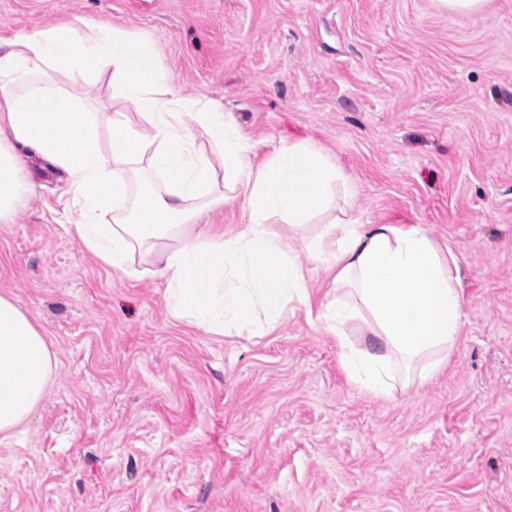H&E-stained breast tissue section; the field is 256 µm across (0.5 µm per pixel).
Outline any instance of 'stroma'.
<instances>
[{
  "label": "stroma",
  "mask_w": 512,
  "mask_h": 512,
  "mask_svg": "<svg viewBox=\"0 0 512 512\" xmlns=\"http://www.w3.org/2000/svg\"><path fill=\"white\" fill-rule=\"evenodd\" d=\"M152 40L178 95L257 157L320 142L364 224H419L464 316L448 363L377 398L305 308L263 336L174 319L63 218L60 171L0 222V295L58 360L0 438V512H512V0H0V35L73 17ZM438 11L448 15L473 16L480 14L487 0H434Z\"/></svg>",
  "instance_id": "obj_1"
}]
</instances>
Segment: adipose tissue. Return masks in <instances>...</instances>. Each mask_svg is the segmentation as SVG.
<instances>
[{"label":"adipose tissue","mask_w":512,"mask_h":512,"mask_svg":"<svg viewBox=\"0 0 512 512\" xmlns=\"http://www.w3.org/2000/svg\"><path fill=\"white\" fill-rule=\"evenodd\" d=\"M153 43L124 28L74 20L20 28L0 39V222L22 194L27 160L67 176L64 214L83 245L113 272L139 276L137 257L163 280L173 316L212 336H256L289 304L316 307L349 378L390 396L397 369L427 381L445 365L463 301L448 258L420 225L362 224L357 195L317 141L281 143L254 162L253 143L221 106L178 96ZM112 75V105L84 111L78 95ZM108 151L97 147L101 129ZM241 207L234 234L208 224ZM300 242L287 250L274 220ZM330 280L322 297L312 266ZM358 324L368 345L345 333ZM57 358L27 313L0 295V436L44 399Z\"/></svg>","instance_id":"adipose-tissue-1"}]
</instances>
